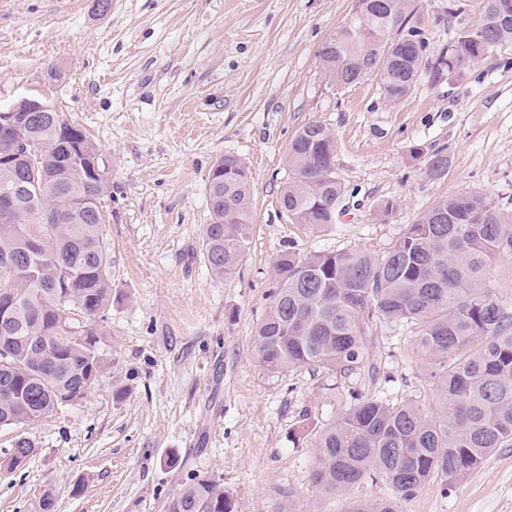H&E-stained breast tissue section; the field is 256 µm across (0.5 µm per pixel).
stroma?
Here are the masks:
<instances>
[{
	"mask_svg": "<svg viewBox=\"0 0 512 512\" xmlns=\"http://www.w3.org/2000/svg\"><path fill=\"white\" fill-rule=\"evenodd\" d=\"M448 0H419L430 50L474 25L479 0L437 22ZM353 0H0V107L40 97L85 127L112 185L106 230L116 299L101 326L108 361L85 398L28 427L37 451L6 470L0 512H166L194 478L224 486L232 512H344L383 499L367 478L316 486L313 441L359 395L431 413L439 387L409 328L373 323L364 366L272 372L254 360L282 251L380 253L436 200L512 198V43L460 76L421 77L388 103L368 80L341 88L318 49ZM323 124L345 188L335 225L291 223L277 198L296 132ZM449 158L442 179L422 171ZM252 172L246 255L218 278L199 253L206 178L221 157ZM386 199L401 203L387 223ZM399 512H512V447L451 489L426 485Z\"/></svg>",
	"mask_w": 512,
	"mask_h": 512,
	"instance_id": "35a3bbf8",
	"label": "stroma"
}]
</instances>
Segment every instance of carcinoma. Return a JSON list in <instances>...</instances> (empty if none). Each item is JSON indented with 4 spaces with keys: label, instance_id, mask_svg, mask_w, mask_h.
Wrapping results in <instances>:
<instances>
[{
    "label": "carcinoma",
    "instance_id": "obj_1",
    "mask_svg": "<svg viewBox=\"0 0 512 512\" xmlns=\"http://www.w3.org/2000/svg\"><path fill=\"white\" fill-rule=\"evenodd\" d=\"M478 22L428 52L416 0H354L318 57L328 83L377 82L393 103L418 80L451 79L489 50V32L512 41V0H480ZM15 135H0V430L16 431L17 464L34 455L25 427L83 399L105 369L94 328L112 306V244L105 230L109 181L89 169L96 152L84 129L27 112ZM335 143L320 123L304 125L285 155L288 182L278 203L294 224L330 227L344 187L334 176ZM438 151L423 175L438 180ZM206 266L231 273L250 239L249 167L226 155L207 178ZM44 210L61 223L38 222ZM512 254V211L482 194L434 202L384 252L352 247L275 262L276 288L252 339L256 363L270 371L324 369L346 376L364 363L373 320L412 324L417 352L432 361L441 390L431 415L410 403L360 398L316 437L312 480L342 492L367 477L392 496L356 501L345 512H397V502L439 478L448 488L498 448L512 446V300L489 272ZM224 487L203 477L174 494L167 512H225Z\"/></svg>",
    "mask_w": 512,
    "mask_h": 512
}]
</instances>
